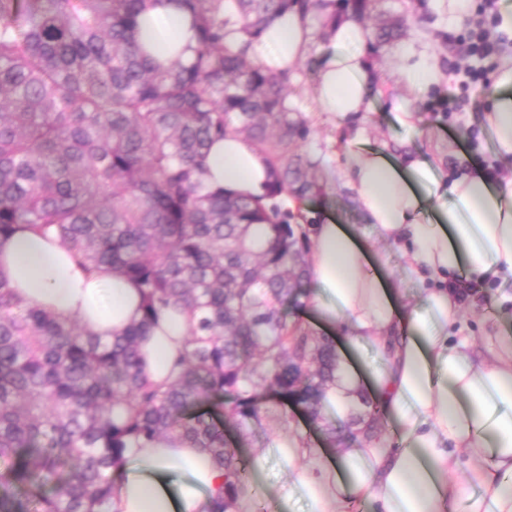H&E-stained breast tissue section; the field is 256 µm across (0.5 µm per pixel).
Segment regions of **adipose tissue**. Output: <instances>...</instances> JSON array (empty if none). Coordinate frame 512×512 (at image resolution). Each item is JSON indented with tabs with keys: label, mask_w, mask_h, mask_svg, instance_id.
Returning a JSON list of instances; mask_svg holds the SVG:
<instances>
[{
	"label": "adipose tissue",
	"mask_w": 512,
	"mask_h": 512,
	"mask_svg": "<svg viewBox=\"0 0 512 512\" xmlns=\"http://www.w3.org/2000/svg\"><path fill=\"white\" fill-rule=\"evenodd\" d=\"M141 38L162 63L189 62L196 41L190 17L175 0L150 9ZM334 48L317 70L315 99L339 118L369 112L378 74L366 59L367 32L353 18L326 27ZM314 44L309 19L291 11L273 18L253 43L252 60L295 75ZM405 92L419 97L441 88L436 63L404 49L398 69ZM495 91L484 127L500 158L512 157V60L493 75ZM342 179L371 229L322 215L309 228L310 258L303 315L335 330L350 350L370 343L378 365L366 387L392 428L384 438L344 436L340 447L289 440L287 484L276 491L279 512L295 497L311 512H512V335H496L480 352L468 334L460 297L450 280L464 273L512 279V177L444 175L424 156L400 161L359 140L342 145ZM212 189L246 198L266 194L269 167L254 143L225 135L208 155ZM397 247L423 291L406 303L385 273L374 241ZM0 275L25 300L91 332L111 336L140 316L135 284L105 269L85 275L60 244L27 231L0 244ZM184 318L164 317L142 344L150 376L172 379L186 349ZM175 488H168L170 477ZM224 473L198 448L165 441L131 449L100 512H213Z\"/></svg>",
	"instance_id": "obj_1"
}]
</instances>
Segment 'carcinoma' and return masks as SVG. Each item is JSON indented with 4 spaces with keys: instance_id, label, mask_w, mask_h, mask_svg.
Wrapping results in <instances>:
<instances>
[{
    "instance_id": "obj_1",
    "label": "carcinoma",
    "mask_w": 512,
    "mask_h": 512,
    "mask_svg": "<svg viewBox=\"0 0 512 512\" xmlns=\"http://www.w3.org/2000/svg\"><path fill=\"white\" fill-rule=\"evenodd\" d=\"M150 2L0 0V243L52 233L86 272L110 268L143 297L140 320L105 338L0 277V512H95L129 448L173 436L224 469L214 512H230L251 488L249 466L200 410L211 399L244 424L269 390L318 421L338 387L347 428L368 417L382 432L333 342L290 321L309 240L283 200L317 189L314 162L298 151L286 75L249 57L284 11L362 20L370 0H237L236 47L224 42V0H177L197 46L190 63L166 66L139 40ZM400 32L378 28L371 48ZM229 132L265 155L269 202L208 189L209 147ZM170 310L186 316L188 348L158 384L139 344Z\"/></svg>"
}]
</instances>
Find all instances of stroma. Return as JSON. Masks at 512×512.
I'll return each mask as SVG.
<instances>
[{"instance_id":"35a3bbf8","label":"stroma","mask_w":512,"mask_h":512,"mask_svg":"<svg viewBox=\"0 0 512 512\" xmlns=\"http://www.w3.org/2000/svg\"><path fill=\"white\" fill-rule=\"evenodd\" d=\"M399 18L406 21L404 36L368 56L380 76L383 93L374 97L365 119L351 117L340 120L320 110L314 96V74L318 56L327 52V44L316 43L297 76L286 83L291 103L306 122L307 135L300 143V151L316 162L321 186L320 191L300 207L306 220H313L326 212L339 217L343 223L363 226L361 212L337 176L341 163L337 151L342 143L353 138L359 128L365 131L364 147L385 146L400 155L422 153L436 161L447 174L464 169L478 155L488 161L497 159L492 139L481 130L491 89H472L469 105L454 119H447L445 113L432 111V101L420 99L416 105L421 111L422 123L414 129L396 124L392 112L386 107V98L401 92L396 84V74L402 48L412 46L424 50L444 69L449 61L456 58L448 36L464 28L460 22L449 24L446 0H439L432 9L422 6L421 0H375L364 24L372 29L382 22ZM481 291L486 295L485 300L472 301L463 310L472 339L480 350L488 343L485 328L493 322L499 301L512 297V281L500 280L493 286L486 284ZM266 406L267 413L258 420L239 429L225 426L224 435L231 444L241 448L244 458L256 454L263 456L270 483L276 488L288 481V468L279 449L280 443L288 441L296 432L320 443L325 442L326 435L321 424L311 422L301 410L280 405L275 397H268Z\"/></svg>"}]
</instances>
